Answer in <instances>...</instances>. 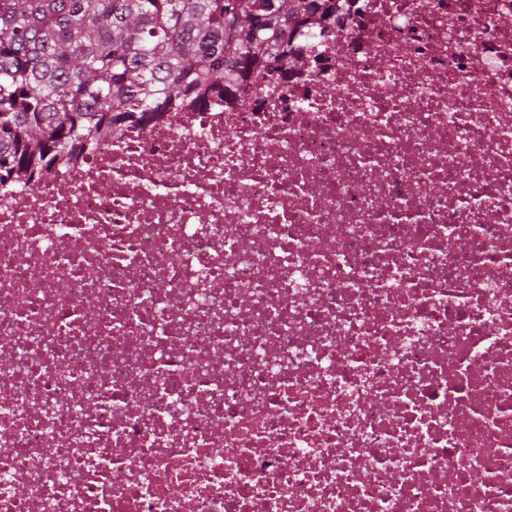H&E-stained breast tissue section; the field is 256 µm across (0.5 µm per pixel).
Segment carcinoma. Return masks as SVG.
Wrapping results in <instances>:
<instances>
[{"label": "carcinoma", "instance_id": "carcinoma-1", "mask_svg": "<svg viewBox=\"0 0 512 512\" xmlns=\"http://www.w3.org/2000/svg\"><path fill=\"white\" fill-rule=\"evenodd\" d=\"M336 0H0V191L231 81L273 76L296 32H332Z\"/></svg>", "mask_w": 512, "mask_h": 512}]
</instances>
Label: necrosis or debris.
Returning a JSON list of instances; mask_svg holds the SVG:
<instances>
[{
    "label": "necrosis or debris",
    "instance_id": "obj_1",
    "mask_svg": "<svg viewBox=\"0 0 512 512\" xmlns=\"http://www.w3.org/2000/svg\"><path fill=\"white\" fill-rule=\"evenodd\" d=\"M336 6L0 192V512H512V0Z\"/></svg>",
    "mask_w": 512,
    "mask_h": 512
}]
</instances>
